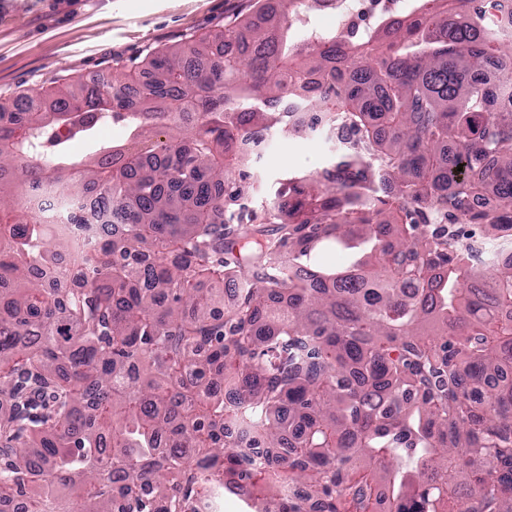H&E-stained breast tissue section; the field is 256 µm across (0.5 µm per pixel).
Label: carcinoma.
I'll use <instances>...</instances> for the list:
<instances>
[{
  "mask_svg": "<svg viewBox=\"0 0 512 512\" xmlns=\"http://www.w3.org/2000/svg\"><path fill=\"white\" fill-rule=\"evenodd\" d=\"M298 2L0 111V512H112L114 474L128 512L197 488L247 512H377L382 490L387 512H512V264L472 265L457 228L512 239L498 0H420L340 42L300 36ZM291 110L339 155L238 204L236 144L288 137ZM103 115L127 145L45 151ZM40 187L123 225L65 281L60 217L16 204ZM335 246L360 255L322 265Z\"/></svg>",
  "mask_w": 512,
  "mask_h": 512,
  "instance_id": "obj_1",
  "label": "carcinoma"
}]
</instances>
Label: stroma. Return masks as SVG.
<instances>
[{"mask_svg": "<svg viewBox=\"0 0 512 512\" xmlns=\"http://www.w3.org/2000/svg\"><path fill=\"white\" fill-rule=\"evenodd\" d=\"M276 0H0V102L92 78L112 84L154 51L273 9ZM336 154L320 132L270 137L243 201L260 209L291 171H315Z\"/></svg>", "mask_w": 512, "mask_h": 512, "instance_id": "stroma-1", "label": "stroma"}]
</instances>
